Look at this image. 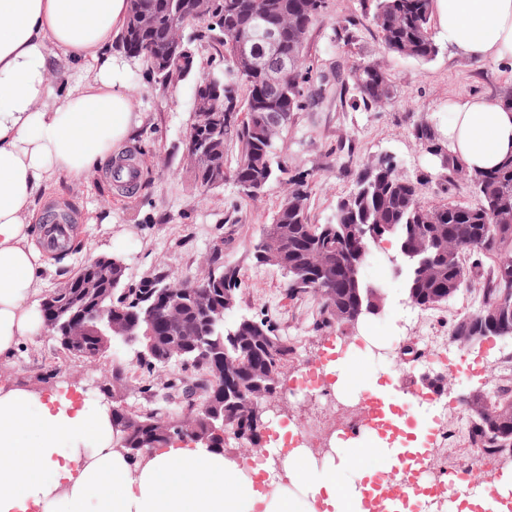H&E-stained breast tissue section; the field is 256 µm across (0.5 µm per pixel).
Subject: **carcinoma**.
Instances as JSON below:
<instances>
[{"label":"carcinoma","instance_id":"1","mask_svg":"<svg viewBox=\"0 0 512 512\" xmlns=\"http://www.w3.org/2000/svg\"><path fill=\"white\" fill-rule=\"evenodd\" d=\"M432 2L425 0L423 11L416 17L403 15V0H373L372 22L384 48L393 54L429 62L438 54L432 29ZM153 8L155 26L148 32L124 34L122 47L128 55L142 59L153 79L160 83L174 76L185 79L193 68H198L197 92L211 99L217 111L204 116L191 127L194 142L205 147L199 166L189 171L193 185L205 194L224 185L226 179L254 182L244 194L260 192L277 177L273 164L275 142L268 141L257 126L256 118L267 112L280 115L281 125L295 112L318 105L330 90L329 82L310 84L309 75L292 70L275 87L265 86V72L253 69V64L239 57L236 44L245 42L255 51L266 54L267 64L274 66L278 57L301 59L305 56V36L290 32L283 36L275 53H265L263 31L266 26L294 17L310 28L322 15L324 7L314 0H149ZM176 17L198 19L207 23L208 34H198L187 51L172 59L169 68L160 72L153 67L147 53L151 45L162 43ZM214 49L225 62L224 82L219 88L206 83L211 73L198 65L204 52ZM363 79L375 86L373 94L365 88L357 89L354 101L365 108L374 106L375 99H390L391 85L385 76L364 69ZM246 89L244 104H239L240 88ZM246 112L239 118V112ZM415 137L440 159L441 166L451 175L466 173V179L479 196L476 206L458 203L427 207L419 199L418 185L398 170L394 159L380 157L364 166L355 176V189L340 199L333 221L327 224L311 222L308 185L305 180L293 181V188L284 198L273 223L288 227L287 264L280 267L288 278V295L298 298L310 294L321 300L317 328L342 324L355 314L354 288H359L363 304H368V284H343L329 288L326 277L303 263L310 255L322 252L334 263L345 259L340 249L339 235L346 227L362 233L365 251L360 263H365L370 252L386 239L395 242L397 254L403 253L406 241L415 238L429 240L431 262L446 272L439 285L421 275V270L409 268L407 289L416 290L418 303L424 307L448 302L460 291L456 273L474 275L481 284L482 303L479 309L454 321L450 335L512 337V316L495 328L485 321L490 308L501 303H512V227L504 229L491 223L500 208L512 207V159L486 172L471 171L448 153L447 146L436 126L423 122L415 128ZM239 146L236 165L227 170L226 146ZM444 232H457L467 237L462 252L456 256L459 271L448 270V251L440 249L438 237ZM212 263L224 273V280L215 290L216 297L235 298L241 281L234 268L224 266L219 256ZM106 301L123 303L144 314L135 295L124 293L119 285L106 286ZM183 325L171 329L156 324V344L152 355L137 361L133 367L112 363V376L118 382H130V372H139V388L159 398L164 406L142 413L127 406L122 410L112 407V429L123 448L147 449L166 446L175 441H194L189 434L176 428L162 429L158 422L172 417L168 407L177 406L184 413L195 416L197 422L214 430L208 433V445L216 450L224 448V436L217 430L247 439L252 447L263 448L262 416H250L238 404L235 388L248 380L249 374L270 369L282 372L293 354L287 340L275 334L270 322L240 315L233 320L209 322L188 296H183ZM186 333L200 337V348L181 357L170 356L169 337ZM224 357V388H218L212 377L215 363L211 354ZM473 431L489 448H511L512 436L501 435L493 413L471 410Z\"/></svg>","mask_w":512,"mask_h":512}]
</instances>
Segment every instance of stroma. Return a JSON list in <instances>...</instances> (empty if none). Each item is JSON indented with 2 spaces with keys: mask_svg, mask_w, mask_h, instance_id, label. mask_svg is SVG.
<instances>
[{
  "mask_svg": "<svg viewBox=\"0 0 512 512\" xmlns=\"http://www.w3.org/2000/svg\"><path fill=\"white\" fill-rule=\"evenodd\" d=\"M371 4L372 0H327L309 32L308 53L299 68L316 80L333 78L336 67L348 68L361 59L377 63L393 86L392 100L355 111L349 101L331 95L318 107L296 113L275 144L274 159L283 174L253 197L230 181L202 195L186 176L183 147L192 122L195 76L165 90L149 79L141 60L126 59L129 90L142 114L127 150L148 158L140 166L139 188L128 194L116 187L107 166L93 169L79 181L51 182L39 207L47 215L69 213L74 236L69 250L50 254L44 289L54 288L99 255L122 259L127 281L135 285L159 272L170 273L175 280L201 276L207 259L220 254L224 266L237 269L241 279L236 314L270 319L277 335L295 345V355L282 371L283 384L299 379L305 365L327 364L330 349L336 347L362 371L344 386L352 400L383 387L377 376L367 372L370 361L360 347L362 336L370 333L384 341L396 331L414 349L421 337L447 335L455 318L474 311L473 294L465 287L447 303L427 310L415 306L407 295L406 277L396 276L391 267L389 243H382L362 270L365 282L385 286L382 312L353 327L329 330L316 327L317 298L291 299L281 271L257 264L251 254L252 243L271 223L292 178L307 175L312 221L325 224L335 214L337 201L351 191L356 172L384 155L394 157L402 174L421 180L423 205L478 202L466 180L447 178L438 159L415 139L413 129L423 120L443 126L449 105L459 98H497L512 86V68L462 56L444 44L427 63L390 54L370 22ZM340 18L357 21L354 43L337 40ZM510 346V338L466 349L452 345L443 359L430 363L401 354L393 359L394 373L412 375L423 387L444 378L441 399L452 407L470 392L490 386L499 373L494 361ZM56 347L47 331L22 341L12 356L0 357V379L24 381L47 394L63 387L99 394L104 365L58 360Z\"/></svg>",
  "mask_w": 512,
  "mask_h": 512,
  "instance_id": "stroma-1",
  "label": "stroma"
}]
</instances>
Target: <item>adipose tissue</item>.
I'll list each match as a JSON object with an SVG mask.
<instances>
[{
  "label": "adipose tissue",
  "instance_id": "adipose-tissue-1",
  "mask_svg": "<svg viewBox=\"0 0 512 512\" xmlns=\"http://www.w3.org/2000/svg\"><path fill=\"white\" fill-rule=\"evenodd\" d=\"M129 0H0V356L40 335L37 300L45 258L32 240L36 203L52 177L82 179L121 158L140 122L128 74L112 54ZM438 36L466 57L512 65V0H434ZM58 65L91 77L51 96ZM468 169L491 170L512 157V109L483 96L456 100L442 130ZM97 454L85 462L84 445ZM278 448L250 469L201 443L173 442L133 460L119 448L104 409L74 406L15 381L0 382V512H364L389 453L360 449L359 485L335 465L317 466L306 448ZM280 470L278 482L267 473Z\"/></svg>",
  "mask_w": 512,
  "mask_h": 512
}]
</instances>
